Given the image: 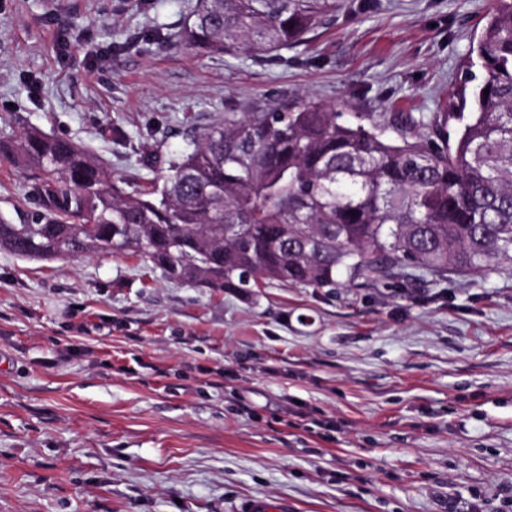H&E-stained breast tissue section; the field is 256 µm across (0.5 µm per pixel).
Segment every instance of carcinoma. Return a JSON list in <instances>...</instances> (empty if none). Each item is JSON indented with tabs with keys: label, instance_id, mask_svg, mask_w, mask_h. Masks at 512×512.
<instances>
[{
	"label": "carcinoma",
	"instance_id": "obj_1",
	"mask_svg": "<svg viewBox=\"0 0 512 512\" xmlns=\"http://www.w3.org/2000/svg\"><path fill=\"white\" fill-rule=\"evenodd\" d=\"M335 11L336 0H196L180 42L261 58ZM464 70L448 111L421 122L318 102L226 112L126 188L89 150L27 129L0 142V160L31 182L36 207L17 224L0 215V248L35 261L129 253L172 281L246 297L414 271L487 276L512 264V0L485 16Z\"/></svg>",
	"mask_w": 512,
	"mask_h": 512
}]
</instances>
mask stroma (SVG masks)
Instances as JSON below:
<instances>
[{
  "mask_svg": "<svg viewBox=\"0 0 512 512\" xmlns=\"http://www.w3.org/2000/svg\"><path fill=\"white\" fill-rule=\"evenodd\" d=\"M195 0H0V140L35 127L152 177L228 112L428 116L496 0H336L255 59ZM0 162V212L31 210ZM512 512V265L379 288L178 284L140 256L0 249V512Z\"/></svg>",
  "mask_w": 512,
  "mask_h": 512,
  "instance_id": "1",
  "label": "stroma"
}]
</instances>
